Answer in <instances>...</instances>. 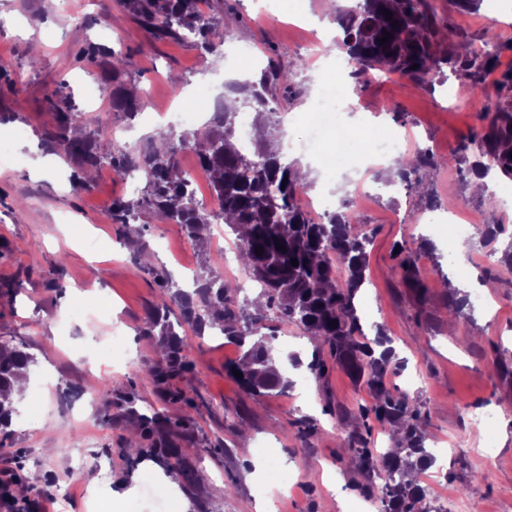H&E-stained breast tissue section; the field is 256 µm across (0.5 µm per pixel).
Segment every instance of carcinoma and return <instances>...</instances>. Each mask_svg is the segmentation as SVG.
<instances>
[{"label":"carcinoma","mask_w":512,"mask_h":512,"mask_svg":"<svg viewBox=\"0 0 512 512\" xmlns=\"http://www.w3.org/2000/svg\"><path fill=\"white\" fill-rule=\"evenodd\" d=\"M129 6L154 37L193 40L206 67L227 37L223 21L199 13L196 0H129ZM386 10L392 13L390 21ZM335 21L342 33L336 45L347 53L359 74L380 71L434 79L445 76L448 68L468 78L473 91L481 92L486 76L497 71L501 52L512 50V45H500L488 30L481 38L483 49L476 51L467 37L435 25L427 0H347L336 5ZM386 34L391 39L379 44ZM288 79L286 73L263 71L254 81L231 85L228 92L235 97L221 106L213 123L179 135L162 131L142 150L102 149L90 135L79 131L70 103L51 98L48 110L54 126L45 142L52 152L80 164L82 176L76 187L81 190L91 188L92 173L105 164L118 176L131 169L141 171L145 182L141 194L112 203V223L123 228L154 213L181 225L192 241L208 235L214 217L198 206L194 184L178 165L177 155L184 148L195 152L212 192L223 202L220 219L237 234L246 274L260 286L264 304L255 308L251 301H238L236 290L209 271L197 276L196 288L190 292L156 275L167 290L169 303L149 314L147 335L158 342L162 355L143 375L165 401H191L182 386L193 348L192 338L179 333L186 325L197 336L207 326L218 325L224 336L240 346L241 356L232 367L242 373L238 384L247 395L262 397L287 390L290 381L274 362L273 334L267 324L272 313L277 321L294 325L321 342V349L306 365L313 380L325 376L330 360L371 396L370 404L358 407L359 425L347 437L345 451L355 468L385 478L380 489L385 512H430L422 487L410 478L411 470L433 461L425 447L421 406L409 405L405 397L387 387L392 350L377 355L373 347L356 340L363 329L355 297L366 282L371 235L365 225L351 222L345 211L329 213L318 222L310 218L297 202L307 187L297 178L299 167L282 163L280 153L269 150L281 135L278 103L270 98L271 82ZM496 85L501 102L482 135L472 136L448 158L427 149L397 157L391 182L412 192L425 185L432 170L465 165L472 174L486 177L494 170L511 178L512 69L500 72ZM242 103L255 111L256 125L265 132L249 156L234 142ZM504 233L503 225L486 224L479 230L480 242L494 245ZM258 247L263 254L255 253ZM418 250L431 251L433 243L423 238L415 251L401 247L393 260L402 282L421 297L428 285L417 265ZM293 259L298 265H292ZM339 267L345 271L341 278L336 275ZM32 363L24 347L0 340L1 427L16 414L9 392ZM111 405L117 414L106 415L105 422L134 420L139 426L138 443L119 449L129 465L149 457L163 469L178 473L185 489L196 488L199 475L180 448L181 440L190 434L188 423L160 410L144 414L137 408L136 397L128 394L116 395ZM372 420L402 433L398 448L382 453L369 447L366 434Z\"/></svg>","instance_id":"carcinoma-1"}]
</instances>
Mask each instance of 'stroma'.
Returning <instances> with one entry per match:
<instances>
[{
	"label": "stroma",
	"instance_id": "stroma-1",
	"mask_svg": "<svg viewBox=\"0 0 512 512\" xmlns=\"http://www.w3.org/2000/svg\"><path fill=\"white\" fill-rule=\"evenodd\" d=\"M429 2L438 24L472 40L494 30L505 46L499 67L512 68V0H481L469 11L450 0ZM76 3L84 20L51 9L48 0H0V61L10 67L0 78V115L7 118L0 143L11 156L0 164V280L22 283L18 293L0 295V337L23 343L36 359L13 423L0 433V486L12 495L11 512H153L144 491L160 484V466L145 460L127 467L118 455L126 425L103 420L116 391L134 393L141 412L161 407L195 430L185 448L201 479L194 494L173 497L172 512H257L259 503L275 499L285 512H357L373 477L346 467L341 456L358 406L371 401L367 392L335 365L322 380L305 382L290 359L306 334L280 323L274 346L292 389L259 399L245 394L227 370L238 348L207 334L195 338L190 355L191 403L161 404L142 374L157 356L155 340L142 330L165 298L154 271H166L185 289L205 266L223 270L234 287L253 293L257 286L247 282L236 250L210 240L195 245L181 225L148 217L119 231L111 212L127 195L124 178L107 169L91 190L73 188L78 164L49 163L43 142L53 124L48 99L64 96L83 107L86 83L101 90L112 126L122 132L116 139L99 136L102 147L143 146L147 129L167 128L158 111L168 106L194 109L196 124H203L219 105L224 72L235 68L238 50L291 72L290 82L272 88L287 142L282 160L309 159L300 110L319 74L303 47L312 19L332 22L336 0H221L216 15L229 36L207 70L194 42L154 39L123 0ZM33 18L40 26L30 37L25 24ZM88 41L105 50L92 63L77 58ZM110 50L130 59L117 77L110 73ZM33 53L40 63L32 69ZM495 80L488 75L476 96L455 76L418 85L405 75L352 74L358 100L351 118L397 133L405 155L428 147L448 157L482 133V112L498 100ZM118 89L137 93L148 109L133 115L115 107ZM345 153L348 162L319 170L306 194H336L338 209L355 212L372 236L367 281L355 303L366 342L380 327L392 340L390 389L419 403L425 415L435 460L420 479L436 480L445 512H512V375L487 367L497 355L512 366V273L481 246L451 267L459 244L430 231L425 209L430 194L440 212L453 206L464 223L501 224L512 232V178L493 175L488 192L476 193L472 176L445 166L431 173L426 192H409L378 179L377 167L365 166L360 143L346 145ZM422 235L436 251L417 256L429 286L420 298L392 267L395 246ZM143 253L152 258L151 271L134 267ZM93 265L102 268L101 278L90 276ZM452 284L475 296L471 318L450 320ZM115 324L129 331L117 345L108 338ZM302 419L315 423L311 436L299 434ZM482 472L487 480H479ZM28 477L36 478L35 487L16 496Z\"/></svg>",
	"mask_w": 512,
	"mask_h": 512
}]
</instances>
